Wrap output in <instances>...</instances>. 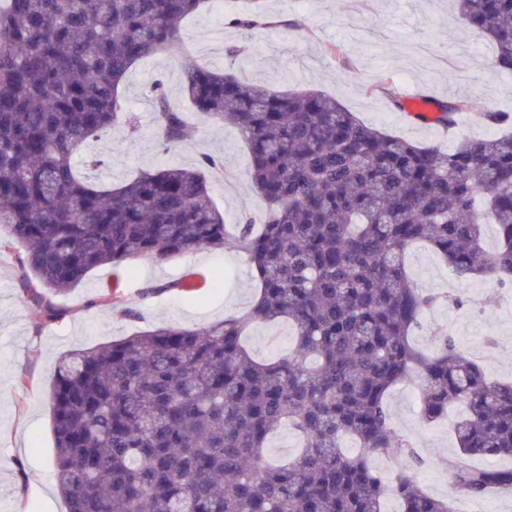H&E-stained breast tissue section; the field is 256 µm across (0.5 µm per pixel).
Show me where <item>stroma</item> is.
Listing matches in <instances>:
<instances>
[{
	"label": "stroma",
	"mask_w": 512,
	"mask_h": 512,
	"mask_svg": "<svg viewBox=\"0 0 512 512\" xmlns=\"http://www.w3.org/2000/svg\"><path fill=\"white\" fill-rule=\"evenodd\" d=\"M242 0L209 4L186 19L182 37L200 64L231 70L279 90L314 89L337 97L364 122L423 145L449 149L455 138L440 125L389 107L388 92L413 89L439 100L479 94L496 111L512 114V74L490 70L491 41L457 17L452 0H265L268 23L245 31L233 24ZM240 51L226 54V47ZM163 83L171 104L190 115L186 141L163 151L157 137L152 88ZM178 56L159 54L133 68L124 102L133 123L112 127L89 150L104 156L98 181L120 184L142 170L196 166L202 156L219 159L227 180L211 178L210 193L226 223L261 217L266 202L249 188L250 156L240 133L192 115L183 96ZM25 250L0 251V512H66L53 470L51 388L61 355L95 348L162 324L200 327L248 310L256 292L246 257L235 249L201 251L163 263L146 257L118 270L102 266L66 293L51 295L58 312L46 319L20 284ZM407 266L414 283L441 293L448 267L426 246L411 250ZM176 283L173 291L145 296L146 287ZM110 304H103L104 295ZM462 305L444 302L426 309L413 339L427 346L448 332L494 377L512 379V289L490 288L477 277L462 290ZM135 308L137 319L120 316ZM287 323H256L246 344L257 360L291 355ZM392 424L412 444L415 460L371 459L381 476L410 474L430 495H448L449 458L457 453L451 421L425 424L419 390L412 384L389 396Z\"/></svg>",
	"instance_id": "1"
}]
</instances>
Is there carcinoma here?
Listing matches in <instances>:
<instances>
[{
	"mask_svg": "<svg viewBox=\"0 0 512 512\" xmlns=\"http://www.w3.org/2000/svg\"><path fill=\"white\" fill-rule=\"evenodd\" d=\"M263 0L234 24H267ZM463 23L495 44L488 67L512 70V0H456ZM209 0H0V228L25 249L22 287L42 314L45 291L65 293L100 266L157 262L226 244L257 276V299L208 326L167 325L75 349L52 393L53 467L67 512H383L387 491L371 455L415 457L391 423L390 390H422L431 424L460 404L459 455L448 497L401 474L400 512H453L459 498L512 488V469L472 457H512V383L497 381L443 334L423 350L418 317L455 295L426 294L409 278L410 248L427 244L460 281L512 288V133L461 138L450 150L366 124L336 97L279 92L229 71L184 68L193 111L233 124L251 154L250 186L267 203L261 228L230 232L203 156L106 186L74 157L113 125L141 60L181 51L180 26ZM160 143L189 127L162 83L153 88ZM448 125L472 107L439 100ZM496 226L495 250L483 246ZM286 320L294 353L260 362L246 328ZM303 438L291 460L266 459L282 425ZM350 438L360 453L348 454Z\"/></svg>",
	"mask_w": 512,
	"mask_h": 512,
	"instance_id": "1",
	"label": "carcinoma"
}]
</instances>
